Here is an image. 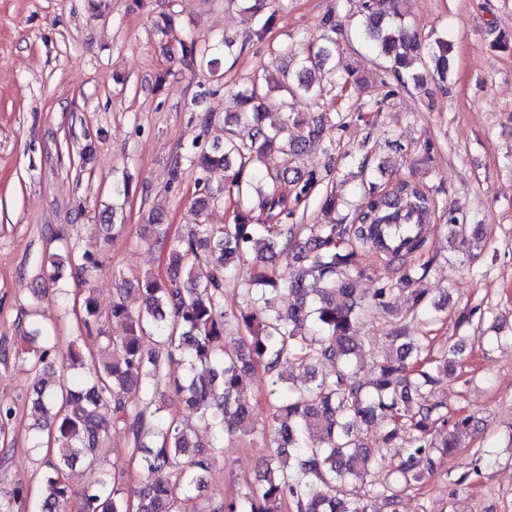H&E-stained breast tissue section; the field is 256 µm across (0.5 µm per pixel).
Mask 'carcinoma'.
<instances>
[{
	"mask_svg": "<svg viewBox=\"0 0 512 512\" xmlns=\"http://www.w3.org/2000/svg\"><path fill=\"white\" fill-rule=\"evenodd\" d=\"M252 34L265 38L271 18L262 19L261 0H241ZM359 28L361 38L374 53L390 62V71L403 77L412 57L424 56L432 80L445 82L451 67V43L437 39L427 44L412 32L399 12L385 13L366 5ZM234 42L215 39L201 45L182 42L183 57L206 61L217 72L218 53L232 52ZM275 58L295 71L291 83L281 87L319 96L315 73L324 71L330 51L321 47L295 56L280 45ZM268 89L258 74L243 78L232 94L237 123L251 127L250 142L224 137L210 152L192 143L185 159L203 174L213 168L233 169L228 193L233 200V223L215 226L197 224L185 236L167 241L161 225L150 224L141 239L164 250L165 276L148 273L128 283L138 292L140 305L131 307L119 297L103 310L93 295L91 282L101 271L99 253L85 248L51 253L41 266L68 265L85 286L82 301L73 311L79 332L94 336L96 351L86 354L80 339L62 352L46 334L38 311L23 334L27 347L16 357L29 366L32 390L25 402L32 418L31 443L46 452L41 476V494L30 502L14 489L0 491V512H187L191 491L203 475L224 458L223 441L238 434L245 443H267L278 437V448L266 461L262 483L226 496L217 505L194 506V512H283L291 503L295 512H377L382 501L390 506L433 471L442 458L458 447L470 419L455 425V431L437 444L431 438L441 419L443 404L431 403L426 391L435 378L422 369L432 364L449 374L456 364L457 350L450 345L423 357L424 337L408 336L401 327L392 331L390 348L374 362L368 385L356 382L361 346L351 336L355 323L389 304L397 285H410L416 275L427 272L429 263L408 264L398 284L375 290L366 303L352 297V273H362L365 258L377 256L371 243L375 224H390L404 211L424 217L435 209V200L417 182L402 181L389 190L372 185L356 224H256L252 213L276 217L286 209V185L293 186L294 201L310 197L321 182L315 174L286 172L270 165L276 153L297 156L312 141L322 138L319 124L306 131L291 130L289 119L266 125L261 100ZM286 255L289 277L261 271L244 282V307L224 311V283L239 278L241 259L251 254L263 262L276 253ZM288 287L294 301L288 311L275 307L274 298ZM414 313L432 321V306L426 291H410ZM124 326L114 336L106 320ZM236 346L228 350L226 342ZM70 369L92 363L85 376L69 383L49 379L46 369L56 359ZM179 361L185 368L181 378L168 377V366ZM328 361L335 369L313 384L295 388L286 384L283 365L293 369L313 368ZM267 376L265 399L271 413L260 425L249 408L239 401L256 367ZM192 409L206 433V441L191 434L168 411L167 399ZM379 425L389 448L403 453L395 477L372 479L383 449L369 448L355 422ZM126 442L130 457L144 476L138 486L126 487L124 472L101 467V450L112 438ZM82 462L89 481L76 491L65 475ZM359 480L369 486L367 494L353 499L338 497L346 485Z\"/></svg>",
	"mask_w": 512,
	"mask_h": 512,
	"instance_id": "carcinoma-1",
	"label": "carcinoma"
}]
</instances>
